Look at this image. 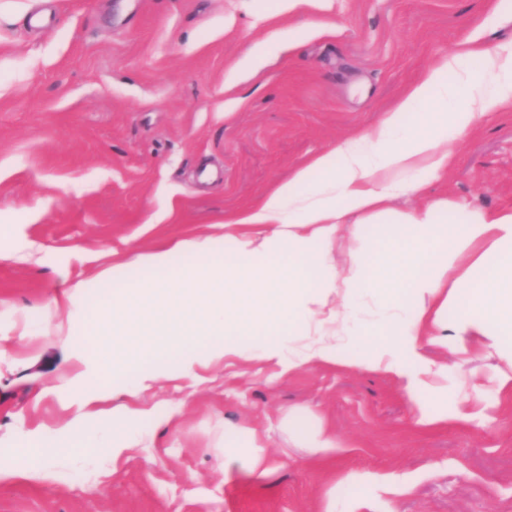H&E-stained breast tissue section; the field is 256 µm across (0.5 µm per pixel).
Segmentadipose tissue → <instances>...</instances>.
I'll return each mask as SVG.
<instances>
[{"mask_svg":"<svg viewBox=\"0 0 512 512\" xmlns=\"http://www.w3.org/2000/svg\"><path fill=\"white\" fill-rule=\"evenodd\" d=\"M480 60L478 72L459 68ZM512 112V50L468 41L456 56L426 70L385 117L337 141L297 167L254 203L224 218L229 250L208 236L184 239L140 258L150 275L133 280L115 263L91 280L60 272L51 302L58 331L81 346L95 315L108 316V334L121 361L116 380L100 386V366L82 362L68 391L82 430L40 425L39 460L21 467L0 457V482L41 480L59 452L85 441L120 457L145 421L162 426L172 414L128 409L122 426L101 421L100 403L150 387L171 370L195 379V367L239 352L259 337L257 357L290 374L311 364L351 365L352 324L364 294L381 308L373 337L363 338L367 367L385 371L414 402L415 422L429 427L468 423L467 400L436 411L425 402L448 367L428 360V345L461 352L465 341L488 340L498 356L496 387L512 394V209L472 211L441 199L401 211V196L420 195V174L446 178L457 164L459 139L489 113ZM348 262L336 269L334 251ZM102 289L89 309L91 289ZM307 337L302 352L285 351L281 333ZM302 447L321 460L345 444L308 425L303 412L284 421ZM265 457L256 432L224 429L225 475L257 473Z\"/></svg>","mask_w":512,"mask_h":512,"instance_id":"ef3b65f1","label":"adipose tissue"}]
</instances>
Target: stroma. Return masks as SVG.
Here are the masks:
<instances>
[{"mask_svg":"<svg viewBox=\"0 0 512 512\" xmlns=\"http://www.w3.org/2000/svg\"><path fill=\"white\" fill-rule=\"evenodd\" d=\"M273 0H0V248L17 235L40 260L0 262V456L31 464L24 431L76 421L64 337L47 311L59 270L93 278L112 262L182 238H220L242 207L336 141L370 129L424 70L472 35L512 47V15L496 0H325L274 14ZM331 24L334 34L295 40ZM292 42L260 74L242 64L263 40ZM447 182L422 197L482 212L512 208V112L463 135ZM158 212L162 224H151ZM237 355L171 375L103 404L175 411L144 423L113 460L66 449L41 481L0 482V512H512V396L495 385L482 342L427 354L448 367L429 404L467 396L480 419L429 430L386 373L309 365L281 374ZM48 395H41V388ZM302 410L348 443L319 464L280 426ZM257 432L263 475L225 478L224 426ZM399 477L395 497L347 475Z\"/></svg>","mask_w":512,"mask_h":512,"instance_id":"stroma-1","label":"stroma"}]
</instances>
